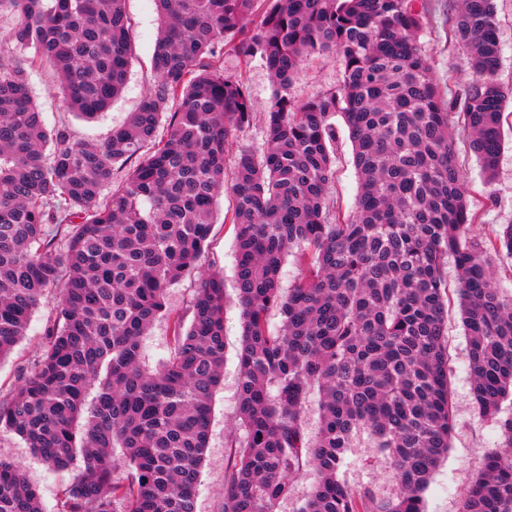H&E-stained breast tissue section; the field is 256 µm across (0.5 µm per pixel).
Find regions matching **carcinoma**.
Here are the masks:
<instances>
[{"label": "carcinoma", "instance_id": "obj_1", "mask_svg": "<svg viewBox=\"0 0 512 512\" xmlns=\"http://www.w3.org/2000/svg\"><path fill=\"white\" fill-rule=\"evenodd\" d=\"M154 2L156 82L123 125L90 142L45 125L28 71L53 70L66 108L94 119L127 81L126 0H0L8 42L33 50L21 62L0 48V361L46 290L60 289L43 352L0 399V430L48 467L76 469L61 512H196L224 369L222 278L201 282L190 324L174 321L173 351L153 370L141 337L165 312L167 289L200 261L226 145L255 117L246 86L224 74V53L259 58L273 82L265 146L240 151L229 184L243 331L223 512H274L307 467L313 487L300 512H423L453 431L450 260L474 404L512 448V416L500 417L512 398V293L492 273L493 258H512V224L469 235L455 150L466 135L494 174L505 93L493 0H462L457 33L473 78L448 99L418 38L416 0ZM315 53L333 55L342 79L298 104L289 89ZM338 113L359 177L344 219L330 197ZM295 246L304 273L285 290L280 269ZM273 308L283 322L276 335ZM314 393L311 435L304 414ZM363 435L392 461V497L337 478ZM0 512H42L22 467L4 459ZM460 512H512L511 454L486 457Z\"/></svg>", "mask_w": 512, "mask_h": 512}]
</instances>
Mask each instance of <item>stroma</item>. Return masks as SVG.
<instances>
[{
	"mask_svg": "<svg viewBox=\"0 0 512 512\" xmlns=\"http://www.w3.org/2000/svg\"><path fill=\"white\" fill-rule=\"evenodd\" d=\"M423 26L419 34L430 58L434 76L444 97L471 79L469 59L455 32L458 0H422ZM134 44L127 85L122 95L97 120L85 122L62 108L56 91V79L50 70L31 72L29 84L39 111L47 126L67 122L72 133L81 139L100 141L123 123L137 109L141 99L153 87L156 77L152 69L158 20L153 0H127ZM500 45L497 80L502 87L512 88V0H495ZM224 71L244 83L260 114L272 93V79L260 59L241 61L225 55ZM340 68L334 57L313 56L305 61L302 71L291 86L295 100L303 101L338 85ZM336 151L334 182L330 196L335 210L347 216L355 208L358 177L353 165L352 144L342 117H335ZM503 148L494 178H486L465 142H458L459 163L468 177L471 209L475 222L470 232L484 236L492 226L512 222V99L504 107ZM234 200L223 193L216 200L214 222L198 267L167 290V313L160 316L141 340L143 362L157 367L168 358L174 347L172 319L188 316L190 304L201 280L209 274L224 279V380L212 396V422L209 448L201 468L196 490L197 512H221L224 468L229 456L227 441L235 429L238 406L237 348L242 334L241 308L236 291L235 229L231 222ZM56 290H47L40 307L33 314L27 332L9 357L0 361V394L17 385L23 371L41 354L45 344V328L55 315ZM448 380L454 414V431L448 456L436 468L423 493L425 512H459L462 494L471 476L480 469L485 456L501 448L497 423L480 417L471 390L467 359V338L461 321L459 299L448 301ZM0 457L20 463L28 480L37 488L43 512H59L65 489L74 477L73 471H53L33 454L20 437L0 431ZM338 476L355 490H373L377 495L393 493L392 469L388 458L355 444L345 455Z\"/></svg>",
	"mask_w": 512,
	"mask_h": 512,
	"instance_id": "obj_1",
	"label": "stroma"
}]
</instances>
